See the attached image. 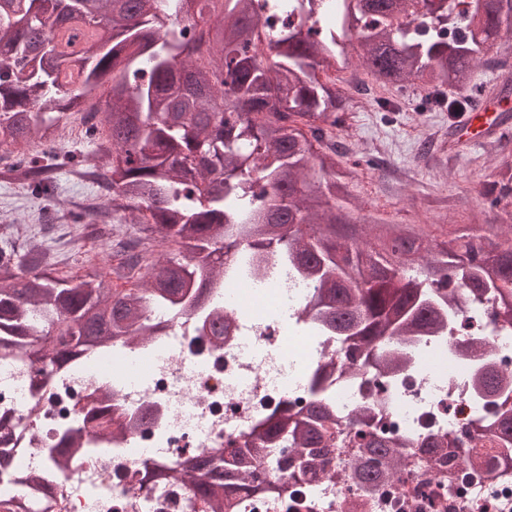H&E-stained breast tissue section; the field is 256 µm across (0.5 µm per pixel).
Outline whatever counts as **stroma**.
<instances>
[{
  "mask_svg": "<svg viewBox=\"0 0 512 512\" xmlns=\"http://www.w3.org/2000/svg\"><path fill=\"white\" fill-rule=\"evenodd\" d=\"M450 122L448 113L415 112L407 105L385 116L370 109L349 112L336 135L348 149V160L361 162L350 191L363 222L459 224L465 214L482 210L485 234L512 223L480 193L488 174L512 164V141L467 147L446 162L419 155L423 139L444 146ZM41 207V199L26 188L0 183V211L25 218L33 241L58 249L60 271L84 275L107 264V256L89 259L68 245L67 228L43 225Z\"/></svg>",
  "mask_w": 512,
  "mask_h": 512,
  "instance_id": "stroma-1",
  "label": "stroma"
}]
</instances>
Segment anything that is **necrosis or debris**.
Instances as JSON below:
<instances>
[{
  "label": "necrosis or debris",
  "instance_id": "4bbe7bcc",
  "mask_svg": "<svg viewBox=\"0 0 512 512\" xmlns=\"http://www.w3.org/2000/svg\"><path fill=\"white\" fill-rule=\"evenodd\" d=\"M311 294L308 285L226 283L213 304L233 321V335L217 341L195 322L175 321L151 342L83 360L39 391L31 387L35 368L1 357L0 409H9L15 421L0 429V438L17 451L8 475L0 474V490L20 493L35 474L56 491L52 512H154L158 505L164 512H212L188 482L175 491L164 485L145 491L150 451L161 449V462L170 463L229 443L247 448L249 432L281 404L301 411L312 397L315 367L336 351L335 337L309 335L291 318ZM462 334L481 344L485 355L455 354ZM410 352L415 372L396 385L379 380L389 402L378 427L393 435L416 433L425 412H432L435 429L460 454L458 465L439 467L414 450L407 455L408 477L367 491L352 483L356 448L335 431L325 473L301 512H349L356 499L364 512H479L484 505L512 512V472L489 465L498 448L473 438L471 427L478 415L512 399V328L495 326L485 302L449 314L447 328L418 337ZM489 366L504 376L493 395L475 385ZM147 406L154 409L149 424L111 437L112 419L136 418ZM78 420L96 451L54 467L49 448Z\"/></svg>",
  "mask_w": 512,
  "mask_h": 512
}]
</instances>
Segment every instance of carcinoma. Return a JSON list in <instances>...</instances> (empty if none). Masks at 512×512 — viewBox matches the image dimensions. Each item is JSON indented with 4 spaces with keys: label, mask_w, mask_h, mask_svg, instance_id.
<instances>
[{
    "label": "carcinoma",
    "mask_w": 512,
    "mask_h": 512,
    "mask_svg": "<svg viewBox=\"0 0 512 512\" xmlns=\"http://www.w3.org/2000/svg\"><path fill=\"white\" fill-rule=\"evenodd\" d=\"M271 9L286 22L268 53V19L254 0H0V145L25 150L56 140L74 115H101L105 135L94 144L103 163L82 166L72 154L61 161L105 197L68 212L73 241L82 224L99 231L105 209L130 229L116 247L131 250L106 271L53 277L51 250L32 241L16 248L24 224H1L0 353L40 364L50 379L114 343L150 339L159 309L173 320L201 316L202 330L223 336L229 324L209 299L224 281L276 286L282 274L313 285L297 319L339 342V359L311 381L315 392L333 375L367 381L408 370V356L382 341L434 333L444 313L469 302L493 301L496 322L512 326V236L483 234L473 213L441 243L408 224H369L355 238L336 202L350 203L360 163L339 166L328 142L336 113L348 110L330 76L349 63L350 41L379 87L424 92L417 111L464 112L487 91L474 69L507 63L512 48L502 47L500 31L512 30V0H273ZM97 86L108 93L93 102ZM55 169L30 154L0 177L31 188L55 217ZM481 195L492 206L512 195V167L483 182ZM350 259L357 263L347 273L339 262ZM115 278L132 287L115 288ZM383 412L370 403L342 422L321 399L299 413L285 407L263 421L261 435L288 453L238 448L227 460L216 451L161 465L151 480L191 481L213 512H224V491L266 464L287 476L278 490L292 512L289 479L320 475L325 430L337 424L357 444L354 483L375 491L408 474L407 439L374 425ZM473 427L503 452L512 448L511 406ZM80 434L59 435L54 461L79 447ZM41 505L32 486L4 512Z\"/></svg>",
    "instance_id": "obj_1"
}]
</instances>
